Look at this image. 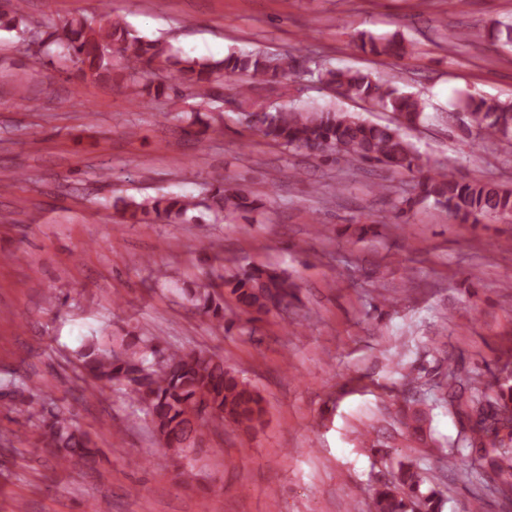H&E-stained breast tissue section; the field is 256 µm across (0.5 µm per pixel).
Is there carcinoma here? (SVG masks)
Segmentation results:
<instances>
[{"label": "carcinoma", "mask_w": 512, "mask_h": 512, "mask_svg": "<svg viewBox=\"0 0 512 512\" xmlns=\"http://www.w3.org/2000/svg\"><path fill=\"white\" fill-rule=\"evenodd\" d=\"M0 28L23 36L32 31L24 14V0H0ZM52 31L42 44L58 47L60 59L77 66L84 78L110 81L114 65L121 59V79L143 98L169 91L202 100L213 99L220 84V72L244 75L251 83L228 88L239 103L240 122L266 142L288 150L302 149L315 159L342 164L353 169L373 164L398 173L421 170L415 145L402 129L420 125L425 118V101L418 93H401L392 80L376 79L369 72L352 68H328L319 72L320 80L337 95L393 114V124L368 121L358 112L334 105L259 107L251 99L255 83L286 86L296 82L306 70L296 53L270 54L263 50L232 51L220 61L191 56H175L161 39H146L129 29L119 16L96 9L89 16L66 18L50 25ZM357 47L373 57L403 59L414 46L401 36L375 37L359 33ZM461 109L482 140L512 141V102L484 97L468 98ZM418 203L430 202L461 223L512 220V186L492 180H458L447 171L418 177L415 187ZM261 206L260 199L242 184L217 180L207 196L162 193L141 200L121 201V221L148 223L154 219L168 223L188 221V213L204 208L228 221L248 219ZM411 200L395 205L386 221L407 223ZM231 300L240 312L259 320L273 312L288 313L299 301L298 285L290 274L273 265L251 264L211 271L209 282L187 290V301L197 312L224 320V304ZM75 358L79 379L92 386L124 388L125 394L141 407L154 434L170 458L178 464L183 481L193 479L192 456L203 441V428L210 423L231 425L250 433L265 423L266 409L257 389L224 359L203 349L168 350L160 337L127 333L116 341L89 339ZM32 391L29 379L13 382L12 398L27 406L39 418L43 447L67 467L76 461H91L97 448L90 436L62 412H47L25 397ZM448 398L464 403L478 417L476 436L464 439L465 446L450 459L456 470L470 474L476 466L473 453L488 440L498 442L502 451L487 461L495 472L512 470V386L499 388L495 401L487 399L476 383L462 386L454 369H448ZM425 418L417 411H402L400 424L414 434L423 433ZM412 463H401L394 480L376 488L372 512H441L442 502Z\"/></svg>", "instance_id": "1"}]
</instances>
